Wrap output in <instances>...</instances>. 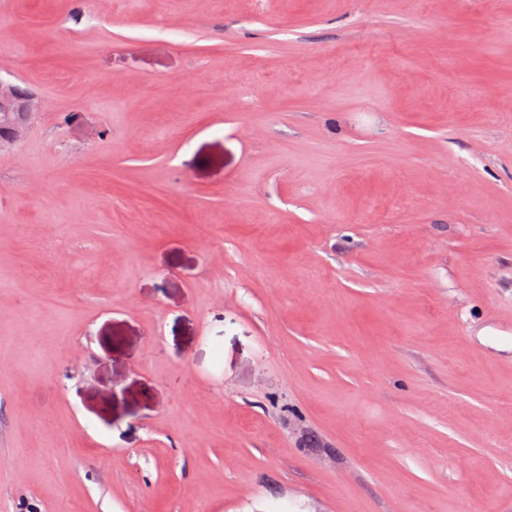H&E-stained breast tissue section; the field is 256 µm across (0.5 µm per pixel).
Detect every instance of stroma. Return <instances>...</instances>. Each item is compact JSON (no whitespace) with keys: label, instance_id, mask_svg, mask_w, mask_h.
I'll use <instances>...</instances> for the list:
<instances>
[{"label":"stroma","instance_id":"stroma-1","mask_svg":"<svg viewBox=\"0 0 512 512\" xmlns=\"http://www.w3.org/2000/svg\"><path fill=\"white\" fill-rule=\"evenodd\" d=\"M0 512H512V0H0ZM40 102L32 96H21L15 85L0 79V150L22 140L32 118L39 112Z\"/></svg>","mask_w":512,"mask_h":512}]
</instances>
